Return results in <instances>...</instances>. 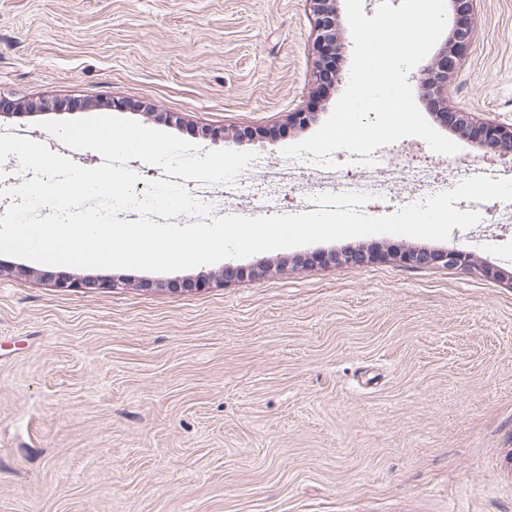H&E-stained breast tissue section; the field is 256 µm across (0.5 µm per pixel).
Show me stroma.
<instances>
[{
    "label": "stroma",
    "mask_w": 512,
    "mask_h": 512,
    "mask_svg": "<svg viewBox=\"0 0 512 512\" xmlns=\"http://www.w3.org/2000/svg\"><path fill=\"white\" fill-rule=\"evenodd\" d=\"M314 40L307 0H0V127L272 164L348 84L349 37L316 96ZM448 106L512 123V0H479ZM446 250L471 264L404 258ZM0 512H512V223L167 273L0 254Z\"/></svg>",
    "instance_id": "stroma-1"
}]
</instances>
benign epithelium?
<instances>
[{"label":"benign epithelium","instance_id":"obj_1","mask_svg":"<svg viewBox=\"0 0 512 512\" xmlns=\"http://www.w3.org/2000/svg\"><path fill=\"white\" fill-rule=\"evenodd\" d=\"M452 12L459 24L455 25L444 45L423 69L420 85L435 99L448 102V95L454 80L456 62L470 43L477 0H449ZM337 0H309L310 10L316 21V45L341 39L342 27L336 11ZM457 129L466 132L478 129L484 141L496 148L501 155L512 156V124L496 121L479 122L472 113L464 110L453 111ZM404 259L417 263H441L445 266L466 265L470 262L469 253L463 250L437 252L419 255L411 253Z\"/></svg>","mask_w":512,"mask_h":512}]
</instances>
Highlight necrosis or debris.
<instances>
[{
  "label": "necrosis or debris",
  "instance_id": "necrosis-or-debris-1",
  "mask_svg": "<svg viewBox=\"0 0 512 512\" xmlns=\"http://www.w3.org/2000/svg\"><path fill=\"white\" fill-rule=\"evenodd\" d=\"M410 152V147L393 143L374 152L373 164L366 165L351 159L343 169L320 166L305 158L284 157L265 167L260 180L239 176L221 189L195 181L191 184V193L210 205L212 216L219 217L229 214L230 199L246 196L272 203L280 190L289 184L296 186L306 208L312 211L316 208V196L323 193L367 192L375 200H387L391 198L398 180L404 176L413 185L414 196L418 199L452 189L462 177L483 174L512 178V164L489 168L479 163L452 160L442 170L434 169L424 160L413 165L399 164L398 156Z\"/></svg>",
  "mask_w": 512,
  "mask_h": 512
}]
</instances>
